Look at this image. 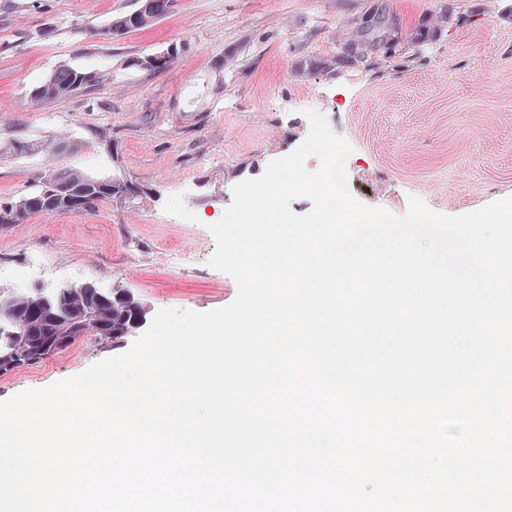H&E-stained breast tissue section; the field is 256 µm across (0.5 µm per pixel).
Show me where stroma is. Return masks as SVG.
<instances>
[{
    "label": "stroma",
    "instance_id": "35a3bbf8",
    "mask_svg": "<svg viewBox=\"0 0 512 512\" xmlns=\"http://www.w3.org/2000/svg\"><path fill=\"white\" fill-rule=\"evenodd\" d=\"M389 3L408 29L444 10L450 18L416 61L330 76L299 64L333 54L346 21L372 0H172L153 25L108 40L98 31L139 0H0V142H70L51 159L0 153V202L34 192L58 169L138 188L89 212L0 226V291L90 282L134 297L150 318L162 308L229 304L236 285L207 264L211 234L164 203L181 193L197 216H222L237 183L303 142L310 108L350 142L348 183L368 205L401 215L415 195L460 215L512 196V0ZM172 46L178 55L166 71L133 64ZM63 64L108 79L33 105L32 90ZM163 250L196 260L167 267ZM131 344L82 336L0 375V400L78 375Z\"/></svg>",
    "mask_w": 512,
    "mask_h": 512
}]
</instances>
